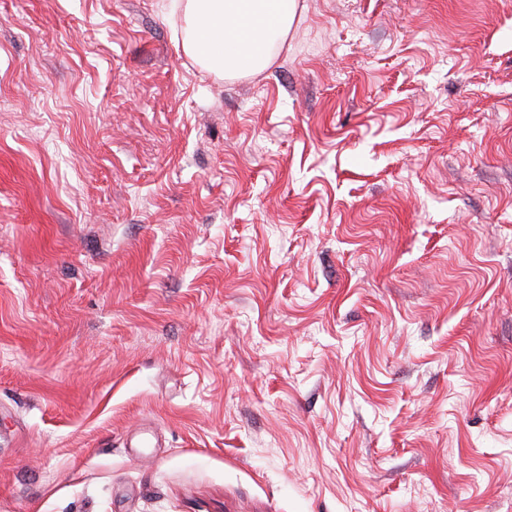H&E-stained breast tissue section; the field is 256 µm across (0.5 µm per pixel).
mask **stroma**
<instances>
[{
	"label": "stroma",
	"mask_w": 512,
	"mask_h": 512,
	"mask_svg": "<svg viewBox=\"0 0 512 512\" xmlns=\"http://www.w3.org/2000/svg\"><path fill=\"white\" fill-rule=\"evenodd\" d=\"M0 0V512H512V0ZM297 7V0H178L173 4L187 32L182 39L184 51L224 77L265 68L272 40L288 35Z\"/></svg>",
	"instance_id": "35a3bbf8"
}]
</instances>
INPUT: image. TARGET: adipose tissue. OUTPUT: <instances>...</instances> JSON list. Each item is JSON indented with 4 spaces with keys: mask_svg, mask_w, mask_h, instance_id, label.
Here are the masks:
<instances>
[{
    "mask_svg": "<svg viewBox=\"0 0 512 512\" xmlns=\"http://www.w3.org/2000/svg\"><path fill=\"white\" fill-rule=\"evenodd\" d=\"M297 7V0H175L173 5L187 33L184 51L227 77L265 68L272 40L287 36Z\"/></svg>",
    "mask_w": 512,
    "mask_h": 512,
    "instance_id": "ef3b65f1",
    "label": "adipose tissue"
}]
</instances>
